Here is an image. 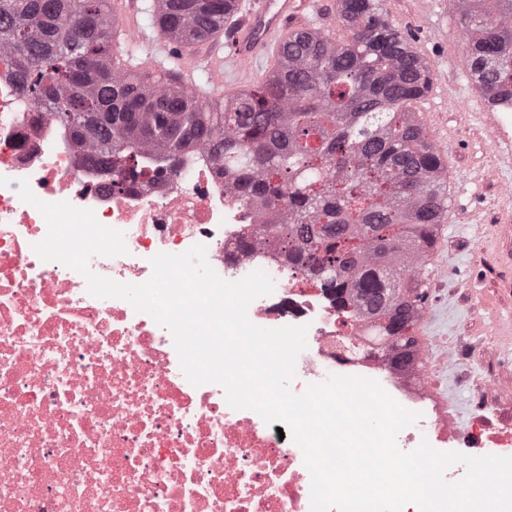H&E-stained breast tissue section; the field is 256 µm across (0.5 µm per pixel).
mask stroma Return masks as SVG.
Segmentation results:
<instances>
[{"instance_id": "obj_1", "label": "stroma", "mask_w": 512, "mask_h": 512, "mask_svg": "<svg viewBox=\"0 0 512 512\" xmlns=\"http://www.w3.org/2000/svg\"><path fill=\"white\" fill-rule=\"evenodd\" d=\"M394 26L409 34L432 67L426 96L412 105L430 141L448 163V217L429 266V298L417 337L443 344L447 364L433 374L434 390L456 408L459 422L476 412L473 388L493 380L483 400H500L512 386V164L499 156L488 108L467 70V45L455 0H385Z\"/></svg>"}]
</instances>
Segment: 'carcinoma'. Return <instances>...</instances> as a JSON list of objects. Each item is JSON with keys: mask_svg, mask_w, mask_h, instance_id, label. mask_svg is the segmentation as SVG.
I'll use <instances>...</instances> for the list:
<instances>
[{"mask_svg": "<svg viewBox=\"0 0 512 512\" xmlns=\"http://www.w3.org/2000/svg\"><path fill=\"white\" fill-rule=\"evenodd\" d=\"M471 81L487 101L512 103V0H457ZM234 0H156L155 22L190 47L217 30ZM346 36L291 32L281 64L220 101L136 71L116 72L108 0H0V48L16 55L30 99L122 175L156 173L205 147L248 202L275 214L259 239L286 249L378 328L396 366L416 362L414 329L428 265L448 213V166L411 103L431 70L387 18L384 0H336ZM92 21L80 38L70 23Z\"/></svg>", "mask_w": 512, "mask_h": 512, "instance_id": "obj_1", "label": "carcinoma"}]
</instances>
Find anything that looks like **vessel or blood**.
I'll list each match as a JSON object with an SVG mask.
<instances>
[{"mask_svg": "<svg viewBox=\"0 0 512 512\" xmlns=\"http://www.w3.org/2000/svg\"><path fill=\"white\" fill-rule=\"evenodd\" d=\"M301 7L300 0H238L222 35L213 34L205 39L204 52L181 53L176 71L178 81L186 88H194L193 74L204 68L210 78L200 90L201 97L230 94L231 88L224 82L225 63L235 66L242 83L250 79L255 62L276 64L289 31L302 24ZM112 10L126 42L144 40L145 35L137 24L135 0H115Z\"/></svg>", "mask_w": 512, "mask_h": 512, "instance_id": "1", "label": "vessel or blood"}]
</instances>
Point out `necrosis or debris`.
<instances>
[{"label":"necrosis or debris","instance_id":"4bbe7bcc","mask_svg":"<svg viewBox=\"0 0 512 512\" xmlns=\"http://www.w3.org/2000/svg\"><path fill=\"white\" fill-rule=\"evenodd\" d=\"M93 211L124 236L126 254L89 268L142 284L158 253L194 245L227 281L261 270L272 294L249 306L263 328L307 325L294 393L332 375L365 377L418 420L401 450L512 456V416L478 409L459 426L422 381L441 365L419 355L407 369L378 353L367 326L315 278L262 246L263 219L198 149L177 171L126 178L89 159L67 128L20 89L15 55L0 51V512H311L301 448L255 411L230 407L216 383L192 385L171 333L128 301L98 298L76 270L34 250L42 213L17 192Z\"/></svg>","mask_w":512,"mask_h":512}]
</instances>
